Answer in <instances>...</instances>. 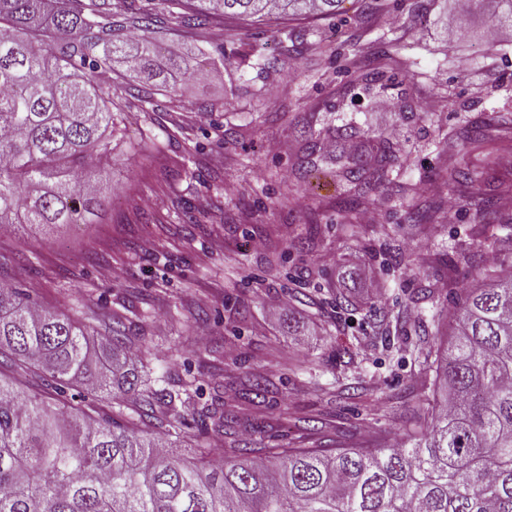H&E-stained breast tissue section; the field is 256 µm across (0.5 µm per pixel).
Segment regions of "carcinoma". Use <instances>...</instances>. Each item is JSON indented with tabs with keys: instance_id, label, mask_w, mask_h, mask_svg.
Returning a JSON list of instances; mask_svg holds the SVG:
<instances>
[{
	"instance_id": "1",
	"label": "carcinoma",
	"mask_w": 512,
	"mask_h": 512,
	"mask_svg": "<svg viewBox=\"0 0 512 512\" xmlns=\"http://www.w3.org/2000/svg\"><path fill=\"white\" fill-rule=\"evenodd\" d=\"M343 0H161L171 29L206 26L215 15L253 22L336 17ZM494 24L512 28V0H494ZM135 0H0V226L82 224L100 201L96 165L112 152L121 97L102 74L123 62L149 89L170 87L152 63L154 44L136 30L154 19ZM171 71L200 75L191 58ZM488 123L472 121L440 142L448 177L477 181L452 163L478 144ZM335 145L330 150L327 145ZM322 162L349 186V208L392 182L402 166L388 141L348 123L311 133L303 162ZM512 187L471 196L479 222L493 223ZM31 361L61 389L81 378L122 407L126 420L52 410L0 378V512H512V274L497 272L455 303L448 354L434 359L432 425L378 448L210 447L198 462L139 423L157 415L185 423L182 393L140 389L124 333L99 335L29 293L0 285V357ZM200 416L216 441L235 419L212 401Z\"/></svg>"
}]
</instances>
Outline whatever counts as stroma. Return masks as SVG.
Returning a JSON list of instances; mask_svg holds the SVG:
<instances>
[{
	"instance_id": "35a3bbf8",
	"label": "stroma",
	"mask_w": 512,
	"mask_h": 512,
	"mask_svg": "<svg viewBox=\"0 0 512 512\" xmlns=\"http://www.w3.org/2000/svg\"><path fill=\"white\" fill-rule=\"evenodd\" d=\"M490 23L455 0L438 25L422 21L417 0H387L366 31L321 18L241 26L231 36L220 19L187 32L154 30L158 63L191 45L206 54L204 78L178 80L148 106L136 73L118 71L126 129L101 163L110 175L101 209L88 224L0 237V280L95 331L122 322L153 388H197L185 425L148 424L187 457L211 440L198 410L215 397L237 415L228 448L246 436L289 448L393 442L428 415L434 375L417 349H445L461 286L481 284L492 264H512L511 252L489 244L491 233L512 232V205L486 230L466 191L448 185L435 149L466 121L512 118V28L489 42ZM272 29L279 62L268 67L251 50ZM295 33L303 36L297 48ZM338 41L339 58L328 50ZM220 49L233 63L218 62ZM355 60L381 71L394 62L395 83L356 85ZM352 117L404 158L398 179L417 186L420 204L438 206L431 223H408L392 186L346 217V184L300 168L312 130ZM275 142L282 151H271ZM462 154L479 176L475 191L512 185V138L467 144ZM458 243L472 250L470 264L442 261ZM367 273L377 291L364 288ZM340 292L348 308L337 306ZM395 318L407 329L397 346L386 334Z\"/></svg>"
}]
</instances>
